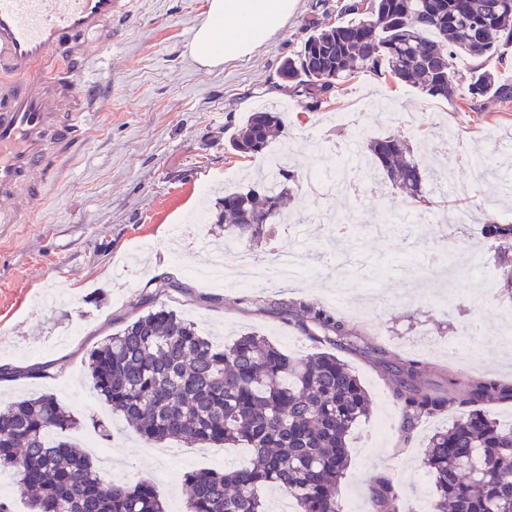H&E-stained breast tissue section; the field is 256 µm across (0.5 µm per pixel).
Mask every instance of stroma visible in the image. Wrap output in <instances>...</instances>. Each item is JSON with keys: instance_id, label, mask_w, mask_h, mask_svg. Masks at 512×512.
<instances>
[{"instance_id": "1", "label": "stroma", "mask_w": 512, "mask_h": 512, "mask_svg": "<svg viewBox=\"0 0 512 512\" xmlns=\"http://www.w3.org/2000/svg\"><path fill=\"white\" fill-rule=\"evenodd\" d=\"M352 0H299L296 13L249 56L217 68L201 67L190 53L208 0H132L126 18L112 26L97 71L107 92L87 129L88 145L53 194L49 210L31 224L0 226V364L46 363L50 379L0 383V400L51 393L77 415L93 412L111 421L112 436L102 439L83 424L69 438L92 451L108 479L154 482L168 512H186L181 477L185 472L219 469L242 462L241 449L169 440L150 448L125 423L115 420L92 388L88 352L148 305H166L196 323L217 344L254 332L299 358L316 345L296 326L264 312L265 303L300 298L340 311L348 320L397 356L422 361L428 382L442 386L438 369L451 371L458 386L482 376L512 383V298L504 291L512 275V249L481 236L478 225L443 232V213H482L512 220V194L502 191L512 176V101L495 97L468 107L461 100L436 99L416 88L370 74L347 82L344 93L321 106L289 93L279 75L282 61L300 50L309 22L331 24L344 18ZM378 104L363 117L361 132L337 124L333 116L366 98ZM284 108L287 136L275 147L289 169L305 173L315 164L335 169L325 142L344 144L393 135L406 140L423 165L449 131L472 157H492L495 166L474 179L466 163H455L451 180L466 184L465 196L428 194L411 202L384 185L394 214H426L430 223H390L375 234L373 194L326 192L296 182L286 205L299 223L318 215L358 213L350 231L339 234L320 225L296 243L289 226L272 225L252 245L269 260L283 251L297 256L300 276L292 282L247 289L214 288L200 278L213 253H235L240 243L219 235L216 202L220 191L241 188L244 173L263 168V157L234 152L229 138L249 113ZM197 211L206 245L169 253L174 225ZM171 288L158 291L160 279ZM368 288L388 299L373 316L351 306ZM429 346H421V339ZM481 360H474L473 352ZM369 393L373 409L348 439L350 460L340 482L343 512H375L371 490L389 478L400 494L402 512H419L432 493L422 466L425 444L450 425L461 410L403 426L393 396L395 381L369 360L345 354ZM389 418L388 433L375 431Z\"/></svg>"}]
</instances>
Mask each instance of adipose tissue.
Masks as SVG:
<instances>
[{
    "instance_id": "1",
    "label": "adipose tissue",
    "mask_w": 512,
    "mask_h": 512,
    "mask_svg": "<svg viewBox=\"0 0 512 512\" xmlns=\"http://www.w3.org/2000/svg\"><path fill=\"white\" fill-rule=\"evenodd\" d=\"M298 0H211L191 52L206 67L252 54L291 17Z\"/></svg>"
}]
</instances>
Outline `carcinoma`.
I'll return each mask as SVG.
<instances>
[{
	"instance_id": "obj_1",
	"label": "carcinoma",
	"mask_w": 512,
	"mask_h": 512,
	"mask_svg": "<svg viewBox=\"0 0 512 512\" xmlns=\"http://www.w3.org/2000/svg\"><path fill=\"white\" fill-rule=\"evenodd\" d=\"M356 18L309 27L280 77L316 104L342 92L358 73L391 78L434 98L493 95L512 100L489 69H458L460 59L487 61L512 46V0H354ZM285 125L277 112L251 113L229 144L243 157L264 152ZM378 174L416 198L434 182L409 145L396 136L368 141ZM298 173L282 169L273 181L225 192L217 202L224 236L263 238L282 211ZM481 233L512 241V223L475 220ZM283 319L320 345L294 359L254 333L222 346L161 304L90 351L93 388L147 442L181 440L241 446L249 461L223 471L182 476L187 512H265L266 493L281 490L296 512H339L337 487L348 463V436L369 415L370 400L336 352L373 358L398 382L395 392L408 427L457 405L467 413L429 439L423 464L434 485L428 512H512V425L484 407L512 400V384L472 380L440 395L425 386L421 362L396 358L338 311L302 300L276 302ZM49 366L0 368V381L46 378ZM78 424L52 394L19 399L0 409V468L30 490L31 512H165L154 484L110 481L85 453L59 438ZM374 505L399 512L398 493L381 478Z\"/></svg>"
}]
</instances>
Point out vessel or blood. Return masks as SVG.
<instances>
[{
	"mask_svg": "<svg viewBox=\"0 0 512 512\" xmlns=\"http://www.w3.org/2000/svg\"><path fill=\"white\" fill-rule=\"evenodd\" d=\"M130 0H0V225L28 224L84 151L94 75Z\"/></svg>",
	"mask_w": 512,
	"mask_h": 512,
	"instance_id": "obj_1",
	"label": "vessel or blood"
}]
</instances>
